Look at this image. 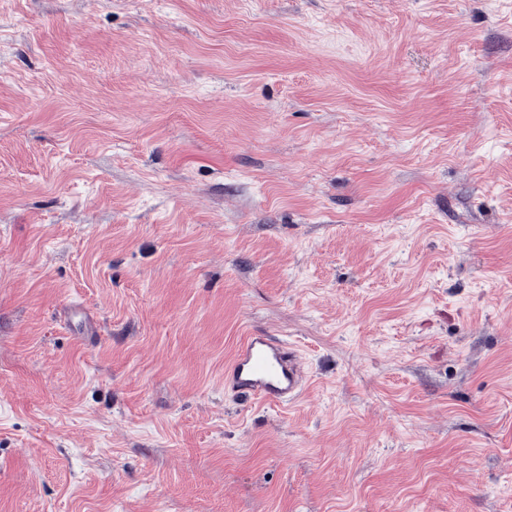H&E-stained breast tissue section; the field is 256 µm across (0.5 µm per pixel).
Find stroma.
<instances>
[{
  "label": "stroma",
  "mask_w": 512,
  "mask_h": 512,
  "mask_svg": "<svg viewBox=\"0 0 512 512\" xmlns=\"http://www.w3.org/2000/svg\"><path fill=\"white\" fill-rule=\"evenodd\" d=\"M0 512H512V0H0ZM304 387V369L292 343L249 332L224 371V389L249 400L284 406Z\"/></svg>",
  "instance_id": "obj_1"
}]
</instances>
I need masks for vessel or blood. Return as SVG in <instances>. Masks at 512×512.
Returning <instances> with one entry per match:
<instances>
[{"instance_id":"obj_1","label":"vessel or blood","mask_w":512,"mask_h":512,"mask_svg":"<svg viewBox=\"0 0 512 512\" xmlns=\"http://www.w3.org/2000/svg\"><path fill=\"white\" fill-rule=\"evenodd\" d=\"M224 386L249 400L284 406L304 387V369L293 344L263 333L249 332L224 371Z\"/></svg>"}]
</instances>
